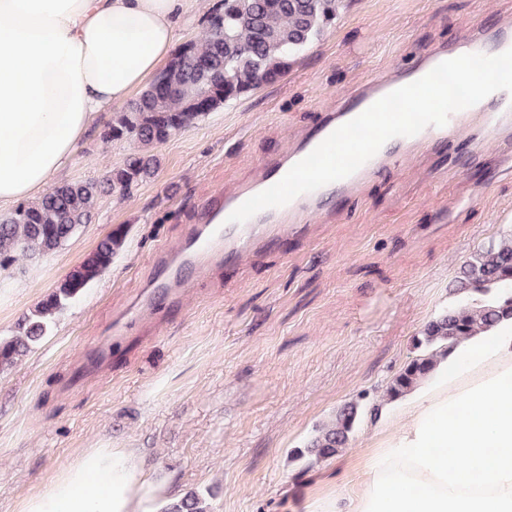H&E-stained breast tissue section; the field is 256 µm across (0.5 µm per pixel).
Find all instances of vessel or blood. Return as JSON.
Wrapping results in <instances>:
<instances>
[{"label":"vessel or blood","instance_id":"1","mask_svg":"<svg viewBox=\"0 0 512 512\" xmlns=\"http://www.w3.org/2000/svg\"><path fill=\"white\" fill-rule=\"evenodd\" d=\"M511 48V27L499 29L489 37H466L452 48L424 51L412 69L362 86L337 111L326 113L287 151L261 160L233 192L206 200L197 223L187 225L176 249L162 246L155 250L149 281L151 291L142 302L143 313L157 314L179 304L181 290L194 272L236 263L244 254L274 247L289 236H305L313 218L328 208L334 198L358 193L377 171L398 165L420 148H436L451 160L459 151L462 130L473 125L488 134L512 129V108L508 107L504 92L498 91L470 108L451 114L445 126H429L417 135L387 141L375 156L342 180L301 194L282 207L262 210L244 223L228 220L245 200L277 183L334 130L391 91L423 77L445 60L468 53L495 55Z\"/></svg>","mask_w":512,"mask_h":512}]
</instances>
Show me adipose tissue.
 Listing matches in <instances>:
<instances>
[{"instance_id": "1", "label": "adipose tissue", "mask_w": 512, "mask_h": 512, "mask_svg": "<svg viewBox=\"0 0 512 512\" xmlns=\"http://www.w3.org/2000/svg\"><path fill=\"white\" fill-rule=\"evenodd\" d=\"M198 0H0V205L42 196L104 110L170 59ZM360 478L304 512H512V321L461 341L399 398ZM133 449L90 448L23 512H161Z\"/></svg>"}]
</instances>
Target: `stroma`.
<instances>
[{
  "instance_id": "obj_1",
  "label": "stroma",
  "mask_w": 512,
  "mask_h": 512,
  "mask_svg": "<svg viewBox=\"0 0 512 512\" xmlns=\"http://www.w3.org/2000/svg\"><path fill=\"white\" fill-rule=\"evenodd\" d=\"M507 22L512 0H345L283 79L157 146L154 176L128 196L103 195L62 248L0 270L6 336L111 229L127 231L106 273L0 373V512H22L88 448L137 449L166 489L210 491L212 512H292L332 466L294 450L343 403L380 404L414 336L460 303L451 287L460 265L512 233V172L469 166L434 183L424 157L408 158L316 217L310 238L197 277L103 373L80 383L77 368L202 200L233 191L356 87L411 67L424 48ZM136 151L95 136L66 179L99 180ZM332 467L344 482L345 463Z\"/></svg>"
}]
</instances>
